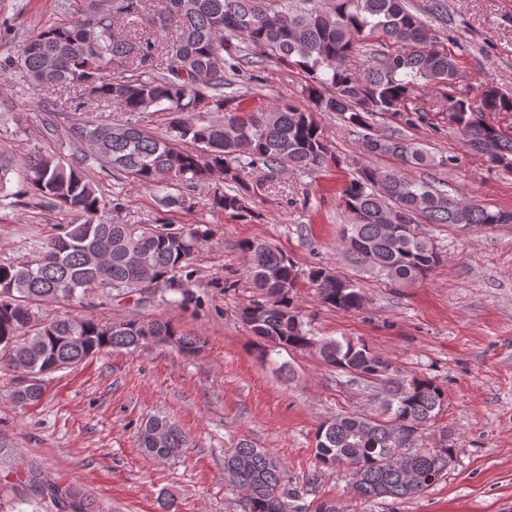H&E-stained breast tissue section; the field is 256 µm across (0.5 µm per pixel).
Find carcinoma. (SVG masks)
<instances>
[{
    "label": "carcinoma",
    "instance_id": "obj_1",
    "mask_svg": "<svg viewBox=\"0 0 512 512\" xmlns=\"http://www.w3.org/2000/svg\"><path fill=\"white\" fill-rule=\"evenodd\" d=\"M309 8L284 7L280 0H86L76 15L31 35L14 63L15 73L33 88L67 93L76 113L66 128L46 123V133L63 155L25 154L20 196L35 207L71 213L35 254L0 264V364L24 369L37 379L16 392L17 401H37L40 377L80 365L107 350H131L166 336L186 357L201 341L169 320L130 318L103 322L90 314H63L41 320L44 302L81 307L96 290L110 299L137 296L149 286L188 300L184 280L210 229L205 224L174 228L168 223L127 224L112 220L124 209L120 195L103 196L90 176L93 167L131 177L161 193L164 207L182 206L185 191L212 185L209 208L240 220L251 219L252 200L286 170L316 173L334 159L317 113L336 114L345 128L360 129L364 154L389 157L395 169L356 162L341 193L347 213L338 242L346 262L386 285L403 288L427 279L442 255L423 224L491 226L511 224L512 210L458 200L434 180L411 179L402 169L437 170L454 162L401 134L373 132L377 119L406 127L425 122L427 112L412 105L421 84L450 86L458 61L435 47L426 20L407 0H307ZM121 19L130 26L115 30ZM174 29L165 48L172 64L154 66L157 33ZM376 37L388 46L379 53L362 40ZM368 53L363 68L353 59ZM262 56L294 60L309 75L306 108L283 101L241 116L227 108L224 86L241 65ZM140 113L150 108L169 115V135L158 137L129 119L91 120L102 106ZM445 118L476 156L512 171V133L492 116L512 112V96L487 86L475 97H443ZM224 113V120L206 118ZM254 299L241 318L257 338L259 359L285 350L318 348L325 363L370 386H388L383 413L351 412L324 420L316 432L321 463L337 467L352 459L360 476L354 495L369 502L408 499L433 484L448 467L455 448L447 439L426 448L427 424L441 410L444 392L429 377H406L363 341L318 339L300 314L297 288L305 281L321 303L356 311L364 288L356 279L323 266L299 268L260 239L241 244ZM163 427L171 454L186 447L181 429L167 417ZM224 477L243 492L241 512H280L281 501L299 497L279 461L242 439L224 454ZM37 494L57 512H105L91 493L73 485L36 480Z\"/></svg>",
    "mask_w": 512,
    "mask_h": 512
}]
</instances>
